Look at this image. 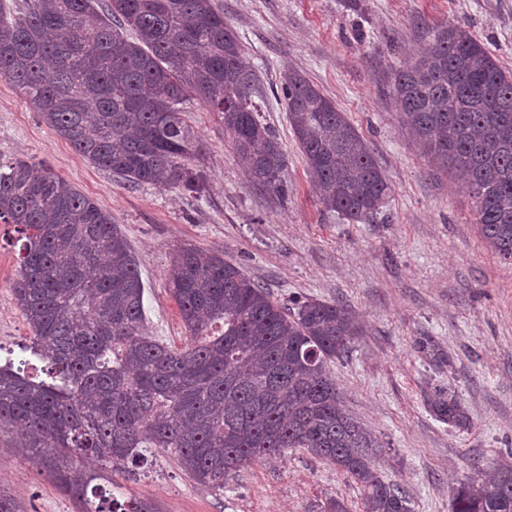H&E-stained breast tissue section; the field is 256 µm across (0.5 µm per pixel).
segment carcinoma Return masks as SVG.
<instances>
[{
	"mask_svg": "<svg viewBox=\"0 0 512 512\" xmlns=\"http://www.w3.org/2000/svg\"><path fill=\"white\" fill-rule=\"evenodd\" d=\"M0 0V78L91 164L131 184L201 195L202 146L183 104L224 118L236 158L271 200L288 194L282 145L253 101L256 74L214 0ZM407 129L440 169L464 174L491 250L512 260V74L462 26L394 74ZM288 123L320 203L353 223L391 186L363 136L308 79L288 74ZM0 224L20 242L13 294L32 336L20 364H0V438L28 449L82 512H155L96 483L175 454L216 494L254 462L300 448L362 488L361 512H412L385 483L375 436L342 408L334 361L359 335L344 306L289 310L224 254L194 245L171 258L168 287L187 342L146 332L144 285L123 232L45 161L0 159ZM428 363L444 354L416 342ZM441 422L470 421L451 388L428 400ZM452 512H512V466L453 490Z\"/></svg>",
	"mask_w": 512,
	"mask_h": 512,
	"instance_id": "carcinoma-1",
	"label": "carcinoma"
}]
</instances>
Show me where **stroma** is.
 <instances>
[{"mask_svg": "<svg viewBox=\"0 0 512 512\" xmlns=\"http://www.w3.org/2000/svg\"><path fill=\"white\" fill-rule=\"evenodd\" d=\"M255 72L254 102L287 155L288 198L255 190L219 113L187 101L204 145L208 191L199 198L162 184L132 185L78 155L0 79V157H30L111 213L145 287L150 335L181 344L186 332L167 284L178 247L222 251L285 307L336 302L363 331L331 365L343 409L383 448L381 472L413 512H451V491L486 466L512 462V262L483 242L475 201L455 172L439 171L404 127L393 100L396 70L415 62L440 26L462 24L512 72V0H214ZM303 74L364 137L391 185L378 213L351 224L320 204L279 91ZM17 235L0 224V348L30 331L12 290ZM430 336L450 357L435 370L414 349ZM450 387L466 429L431 415L429 389ZM0 487L27 512H80L9 441L0 442ZM120 501L180 512H323L327 499L361 508V488L300 449L256 462L214 495L196 487L173 454L115 476Z\"/></svg>", "mask_w": 512, "mask_h": 512, "instance_id": "35a3bbf8", "label": "stroma"}]
</instances>
